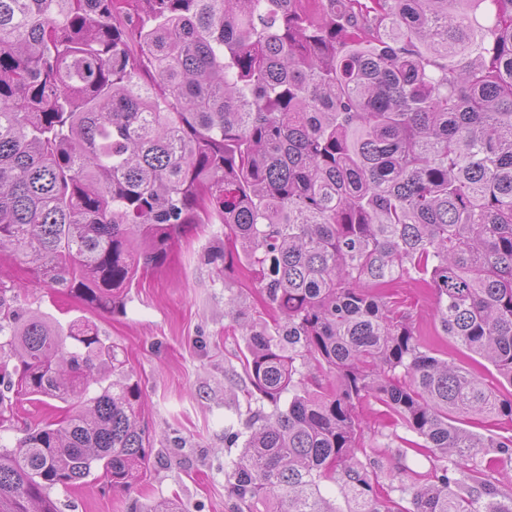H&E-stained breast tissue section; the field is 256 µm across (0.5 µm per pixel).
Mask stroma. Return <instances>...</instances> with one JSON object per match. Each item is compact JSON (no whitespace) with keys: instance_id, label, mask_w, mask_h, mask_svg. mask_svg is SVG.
I'll list each match as a JSON object with an SVG mask.
<instances>
[{"instance_id":"1","label":"stroma","mask_w":512,"mask_h":512,"mask_svg":"<svg viewBox=\"0 0 512 512\" xmlns=\"http://www.w3.org/2000/svg\"><path fill=\"white\" fill-rule=\"evenodd\" d=\"M238 299L251 315L270 319L261 287L246 262L224 256V227L185 228L167 264L133 283L123 310L111 313L84 305L64 290L28 284L22 307L37 309L60 322L77 316L93 320L125 351L143 393L145 420L153 435L151 459L130 493L103 489L101 481L54 491L61 512H237L224 492V461L238 448L226 447L224 431L241 429L258 402L245 372V338L227 316V302ZM399 310L409 312L416 330L440 357L469 364L465 350L444 336L431 314V289L399 284ZM471 364V363H470ZM368 452L378 453L392 470L407 431L393 425L386 408L369 399L360 404ZM57 409L21 400L0 442L11 445L28 426L56 421Z\"/></svg>"}]
</instances>
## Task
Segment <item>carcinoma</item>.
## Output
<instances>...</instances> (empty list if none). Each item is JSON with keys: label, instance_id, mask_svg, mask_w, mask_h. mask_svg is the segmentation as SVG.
Returning <instances> with one entry per match:
<instances>
[{"label": "carcinoma", "instance_id": "carcinoma-1", "mask_svg": "<svg viewBox=\"0 0 512 512\" xmlns=\"http://www.w3.org/2000/svg\"><path fill=\"white\" fill-rule=\"evenodd\" d=\"M195 224L224 225L276 312L228 301L260 402L225 435L238 512H512V435L469 429L512 422V396L384 294L431 288L512 385V0H0V255L116 311ZM22 288L0 279V418L13 395L63 417L0 445V512H60L93 474L130 490L150 434L124 350ZM369 398L420 438L387 485Z\"/></svg>", "mask_w": 512, "mask_h": 512}]
</instances>
